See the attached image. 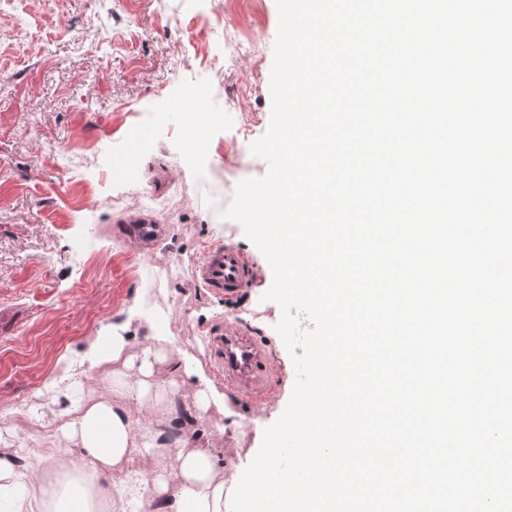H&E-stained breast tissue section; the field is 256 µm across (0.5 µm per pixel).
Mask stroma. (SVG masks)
I'll list each match as a JSON object with an SVG mask.
<instances>
[{"mask_svg": "<svg viewBox=\"0 0 512 512\" xmlns=\"http://www.w3.org/2000/svg\"><path fill=\"white\" fill-rule=\"evenodd\" d=\"M278 24L276 0H0V429L48 442L68 401L46 385L86 369L90 340L112 325L150 342L154 316L223 389L205 341L238 323L269 354L267 393L226 391L227 413L196 428L224 475L252 461L295 369L275 330L282 310L263 298L271 268L222 212L241 181L268 172L251 146L270 124ZM191 93L216 116L196 154L175 111ZM151 120L163 131L141 145L137 182L123 163ZM158 202L171 213L152 252L114 235ZM220 242L257 271L232 302L194 277L195 257Z\"/></svg>", "mask_w": 512, "mask_h": 512, "instance_id": "1", "label": "stroma"}]
</instances>
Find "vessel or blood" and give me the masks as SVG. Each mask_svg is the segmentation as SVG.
<instances>
[{
    "label": "vessel or blood",
    "mask_w": 512,
    "mask_h": 512,
    "mask_svg": "<svg viewBox=\"0 0 512 512\" xmlns=\"http://www.w3.org/2000/svg\"><path fill=\"white\" fill-rule=\"evenodd\" d=\"M165 225L145 219L123 227L132 242L149 246L164 235ZM198 280L221 298H232L248 287L252 276L243 256L232 244L210 247L195 267ZM210 364L232 390L262 392L270 367L265 348L255 337L234 328L215 329L210 336Z\"/></svg>",
    "instance_id": "b4317fda"
}]
</instances>
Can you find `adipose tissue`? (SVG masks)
Returning a JSON list of instances; mask_svg holds the SVG:
<instances>
[{"label": "adipose tissue", "mask_w": 512, "mask_h": 512, "mask_svg": "<svg viewBox=\"0 0 512 512\" xmlns=\"http://www.w3.org/2000/svg\"><path fill=\"white\" fill-rule=\"evenodd\" d=\"M169 342L158 333L150 344L132 347L122 325L93 338L90 364L110 363L114 369L97 379L100 394L69 402L51 435L52 465L79 466L78 488L64 495L57 484L21 471L20 459L37 457V450L0 435V512H48V504L58 500L59 512H115L113 491L94 485L104 474L115 476L114 491L120 492L144 477L133 512H226L230 484L210 446L170 448L159 440L158 426L173 412L178 376L197 377L192 358L174 357ZM197 379L184 403L189 419L213 408L225 411L223 395L207 378ZM74 449L80 452L76 461L70 456Z\"/></svg>", "instance_id": "1"}]
</instances>
